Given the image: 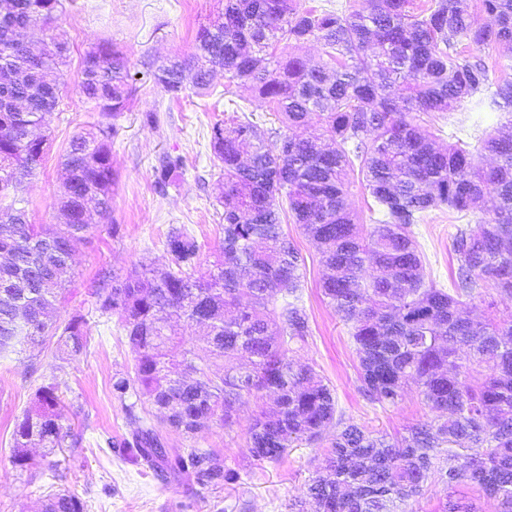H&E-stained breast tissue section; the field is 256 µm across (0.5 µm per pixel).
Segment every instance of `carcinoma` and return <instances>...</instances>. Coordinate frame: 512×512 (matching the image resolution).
Wrapping results in <instances>:
<instances>
[{
  "mask_svg": "<svg viewBox=\"0 0 512 512\" xmlns=\"http://www.w3.org/2000/svg\"><path fill=\"white\" fill-rule=\"evenodd\" d=\"M0 11V354L55 340L62 358L80 354L88 331L80 316L52 320L65 300L77 246L112 207L110 141L115 127L74 137L61 164V224H31L25 179L43 160L47 117L58 107L50 74L66 63L64 42L51 36L35 52L18 31L49 28L63 0H6ZM481 22L471 0H435L416 12L411 0H362L347 14L301 7L299 0H224L217 18L197 32L193 52L156 68L154 81L180 99L186 83L211 88L216 69L255 92L287 127L320 124L322 142L281 134L272 141L252 122L216 123L210 147L222 164L217 184L224 239L210 280L193 269L201 247L187 230L167 234L168 266L144 265L97 291L100 309L116 314L135 354L130 371L113 379L112 395L133 393L161 423L193 437L208 423H229L249 398L276 396L248 426L257 462H278L296 442L320 443L336 420V396L309 364L289 357L306 343L308 318L298 305L301 256L282 229L281 213L320 246L326 269L322 294L348 327L359 362L360 390L383 408L415 388L439 419L389 439L346 424L328 445L326 465L304 496L314 512H409L430 484L447 490L441 512H477L458 488L474 486L512 512V312L481 322L460 317L463 299L486 301V290L512 296V133L480 139L495 157L489 168L463 146H435L415 124L416 113L447 112L488 83L482 59L451 52L461 38L478 47L512 44V0H482ZM322 44L316 63L277 55L281 42ZM81 92L104 115L117 116L132 89L126 55L103 42L83 59ZM512 111V82L486 96ZM359 161L377 206L373 224H359L347 202V170ZM184 166L162 159L165 187ZM492 215L459 226L451 288L425 281L412 225L448 206L468 215L485 197ZM286 198L288 207L280 204ZM282 304H277L278 298ZM203 329L199 345L180 333ZM58 384L39 387L34 409L17 423L12 458L28 464L29 449L58 447L66 431ZM127 407L130 437L119 443L129 462L145 460L201 486L233 483L238 473L212 452L170 455L159 432ZM41 512H84L69 492L48 496Z\"/></svg>",
  "mask_w": 512,
  "mask_h": 512,
  "instance_id": "carcinoma-1",
  "label": "carcinoma"
}]
</instances>
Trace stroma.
<instances>
[{"label":"stroma","instance_id":"1","mask_svg":"<svg viewBox=\"0 0 512 512\" xmlns=\"http://www.w3.org/2000/svg\"><path fill=\"white\" fill-rule=\"evenodd\" d=\"M218 9V0H65L52 31L37 27L30 34L39 42L53 33L68 46L59 79L60 102L48 118L44 161L24 184L31 223H59L55 201L65 179L61 157L75 135L104 121L81 94L86 52L103 41L123 50L134 94L128 108L112 120L117 129L112 139L117 173L112 210L78 245L71 293L57 311L62 319L84 318L89 328L84 352L64 361L50 345L0 357V512H39L43 496L55 490L76 494L84 512H291V503L325 462V447L305 443L289 448L280 462H254L247 448V425L255 410L251 404L241 407L227 425H212L192 438L161 431L169 453L198 448L223 456L225 465L240 475L234 484L199 486L143 462L123 461L107 445L108 439L131 432L126 404H135L148 424L159 426L160 417L134 396L123 401L113 396V377L132 367L134 355L117 317L99 311L96 290L109 287L113 275L144 264L164 269L166 236L176 227L197 237L201 257L194 275L207 277L224 238V208L216 200L222 167L210 150L212 126L237 116L268 131H287L276 113L259 106L249 88L229 81L224 72L213 77L214 94L188 90L177 102L155 84V68L164 59L190 54L198 28ZM475 103L471 97L450 112L418 114L417 123L443 147L459 139L475 147L484 134L512 130V112H481ZM151 114L156 117L152 124L147 121ZM167 155L183 157L185 166L160 189L156 170ZM458 221L456 213L443 206L426 212L413 228L426 279L444 287L457 267L451 235ZM282 227L304 259L298 295L310 326L305 345L292 357L312 365L329 381L338 419L393 435L433 419L434 411L412 389L397 407L388 409L363 396L349 330L322 296L324 268L318 247L292 219H284ZM50 382L59 385L68 435L62 447L49 453L31 449L28 466H15V425L31 408L36 390Z\"/></svg>","mask_w":512,"mask_h":512}]
</instances>
